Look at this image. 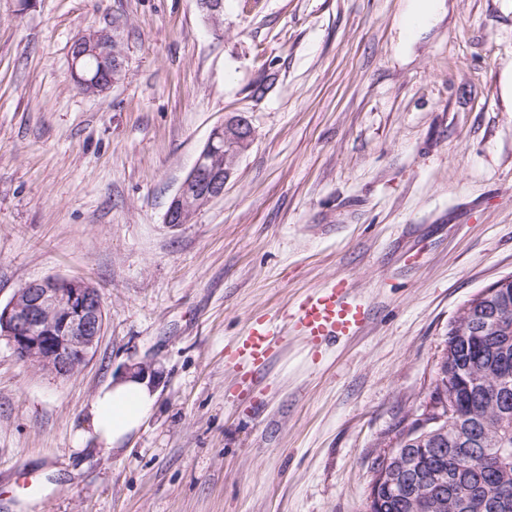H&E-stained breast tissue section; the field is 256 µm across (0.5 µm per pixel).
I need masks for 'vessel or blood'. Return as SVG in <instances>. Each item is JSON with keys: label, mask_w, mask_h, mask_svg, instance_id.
Here are the masks:
<instances>
[{"label": "vessel or blood", "mask_w": 512, "mask_h": 512, "mask_svg": "<svg viewBox=\"0 0 512 512\" xmlns=\"http://www.w3.org/2000/svg\"><path fill=\"white\" fill-rule=\"evenodd\" d=\"M368 308L351 290L337 283L306 293L282 313L251 319L244 336L225 348L229 360L248 362L240 382L253 390L264 386L269 367L288 335L307 346L320 348L360 332L367 324Z\"/></svg>", "instance_id": "1"}]
</instances>
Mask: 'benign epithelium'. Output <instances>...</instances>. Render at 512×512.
I'll use <instances>...</instances> for the list:
<instances>
[{
	"label": "benign epithelium",
	"mask_w": 512,
	"mask_h": 512,
	"mask_svg": "<svg viewBox=\"0 0 512 512\" xmlns=\"http://www.w3.org/2000/svg\"><path fill=\"white\" fill-rule=\"evenodd\" d=\"M200 10L213 25L221 23L224 0H198ZM87 52L98 54L104 45L112 53V72L105 81L79 75L73 78L86 94L104 92L124 75V54L118 39L99 31L77 38ZM254 139L249 121L233 115L215 128L184 179L165 215V223L187 224L194 214L224 195L236 159ZM104 334L103 304L99 291L83 280L47 277L26 283L5 306H0V338L8 340L18 359L58 377L77 374L93 356Z\"/></svg>",
	"instance_id": "benign-epithelium-1"
}]
</instances>
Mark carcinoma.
<instances>
[{
	"label": "carcinoma",
	"mask_w": 512,
	"mask_h": 512,
	"mask_svg": "<svg viewBox=\"0 0 512 512\" xmlns=\"http://www.w3.org/2000/svg\"><path fill=\"white\" fill-rule=\"evenodd\" d=\"M456 372L446 391L458 416L430 440L392 456L395 479L382 493L379 512H512V323L474 347L455 346L453 360L435 375ZM474 432L469 452L478 462L463 465L450 452L460 430Z\"/></svg>",
	"instance_id": "carcinoma-1"
}]
</instances>
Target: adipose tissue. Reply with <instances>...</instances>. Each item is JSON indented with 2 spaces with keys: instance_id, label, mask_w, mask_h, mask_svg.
<instances>
[{
  "instance_id": "obj_1",
  "label": "adipose tissue",
  "mask_w": 512,
  "mask_h": 512,
  "mask_svg": "<svg viewBox=\"0 0 512 512\" xmlns=\"http://www.w3.org/2000/svg\"><path fill=\"white\" fill-rule=\"evenodd\" d=\"M156 399L149 378H114L92 398L82 433L99 445L121 451L149 417Z\"/></svg>"
}]
</instances>
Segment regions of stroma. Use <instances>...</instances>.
I'll use <instances>...</instances> for the list:
<instances>
[{
    "mask_svg": "<svg viewBox=\"0 0 512 512\" xmlns=\"http://www.w3.org/2000/svg\"><path fill=\"white\" fill-rule=\"evenodd\" d=\"M0 0V306L81 278L105 330L60 379L0 340V512H365L419 415L448 325L512 275V0ZM117 36L125 77L79 92L70 46ZM254 130L222 197L165 213L211 131ZM346 279L364 330L289 338L258 402L224 347ZM156 372L122 452L82 438L123 367Z\"/></svg>",
    "mask_w": 512,
    "mask_h": 512,
    "instance_id": "stroma-1",
    "label": "stroma"
}]
</instances>
